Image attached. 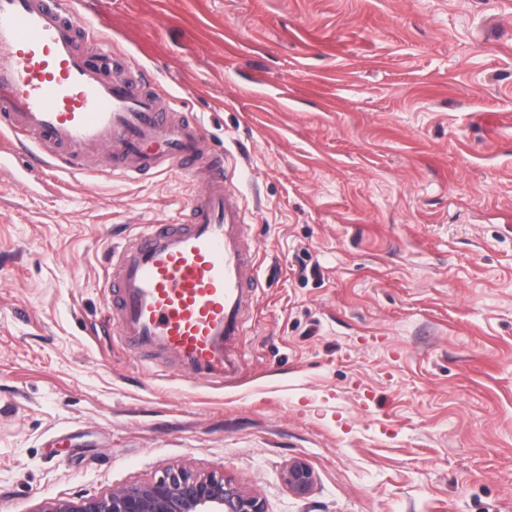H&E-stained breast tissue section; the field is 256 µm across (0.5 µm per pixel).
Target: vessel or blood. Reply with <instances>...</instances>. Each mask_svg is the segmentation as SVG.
Masks as SVG:
<instances>
[{
	"instance_id": "vessel-or-blood-1",
	"label": "vessel or blood",
	"mask_w": 512,
	"mask_h": 512,
	"mask_svg": "<svg viewBox=\"0 0 512 512\" xmlns=\"http://www.w3.org/2000/svg\"><path fill=\"white\" fill-rule=\"evenodd\" d=\"M96 53L82 51L79 35ZM111 39L70 0H0V161L46 175L178 172L201 184L179 224H143L108 254L114 336L141 361L222 384L240 370L253 281L245 214L197 116L162 106L142 72H115Z\"/></svg>"
}]
</instances>
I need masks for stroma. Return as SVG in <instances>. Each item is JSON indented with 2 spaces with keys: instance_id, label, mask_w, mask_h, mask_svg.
I'll return each instance as SVG.
<instances>
[{
  "instance_id": "stroma-1",
  "label": "stroma",
  "mask_w": 512,
  "mask_h": 512,
  "mask_svg": "<svg viewBox=\"0 0 512 512\" xmlns=\"http://www.w3.org/2000/svg\"><path fill=\"white\" fill-rule=\"evenodd\" d=\"M78 11L223 150L258 290L237 378L154 371L106 255L198 183L1 172L0 512L178 467L266 512H512V0ZM285 481L294 495L305 498L314 489L315 477L313 470L306 462L296 459L288 466Z\"/></svg>"
}]
</instances>
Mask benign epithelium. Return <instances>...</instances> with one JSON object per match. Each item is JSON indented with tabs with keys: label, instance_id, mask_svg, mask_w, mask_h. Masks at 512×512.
I'll use <instances>...</instances> for the list:
<instances>
[{
	"label": "benign epithelium",
	"instance_id": "obj_1",
	"mask_svg": "<svg viewBox=\"0 0 512 512\" xmlns=\"http://www.w3.org/2000/svg\"><path fill=\"white\" fill-rule=\"evenodd\" d=\"M290 491L309 496L315 483L311 467L296 459L285 473ZM45 512H266L263 501L215 474L170 470L155 482L131 484L100 497L61 501Z\"/></svg>",
	"mask_w": 512,
	"mask_h": 512
}]
</instances>
